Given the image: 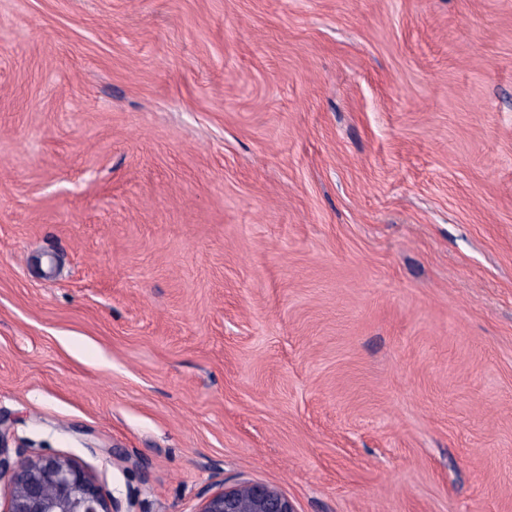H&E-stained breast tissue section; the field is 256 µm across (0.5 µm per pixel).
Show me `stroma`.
<instances>
[{
	"instance_id": "obj_1",
	"label": "stroma",
	"mask_w": 512,
	"mask_h": 512,
	"mask_svg": "<svg viewBox=\"0 0 512 512\" xmlns=\"http://www.w3.org/2000/svg\"><path fill=\"white\" fill-rule=\"evenodd\" d=\"M0 430L512 512V0H0Z\"/></svg>"
}]
</instances>
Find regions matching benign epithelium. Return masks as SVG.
I'll return each mask as SVG.
<instances>
[{
  "label": "benign epithelium",
  "instance_id": "obj_1",
  "mask_svg": "<svg viewBox=\"0 0 512 512\" xmlns=\"http://www.w3.org/2000/svg\"><path fill=\"white\" fill-rule=\"evenodd\" d=\"M7 479L9 496L0 512H119L95 477L67 456L20 457L12 460L0 432V480ZM198 512H295L278 489L261 482L220 488L208 495Z\"/></svg>",
  "mask_w": 512,
  "mask_h": 512
}]
</instances>
